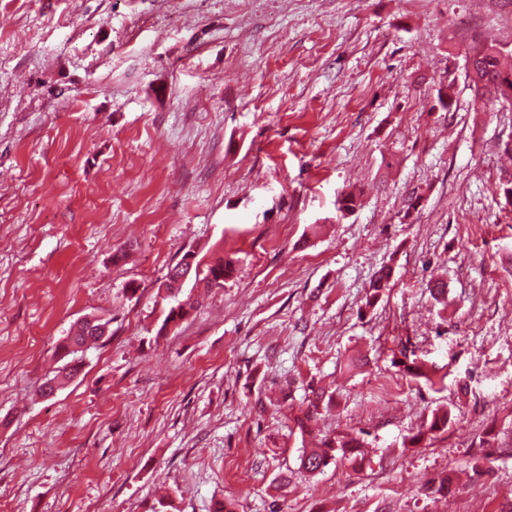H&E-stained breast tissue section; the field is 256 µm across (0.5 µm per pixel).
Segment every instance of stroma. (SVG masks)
<instances>
[{
	"label": "stroma",
	"mask_w": 512,
	"mask_h": 512,
	"mask_svg": "<svg viewBox=\"0 0 512 512\" xmlns=\"http://www.w3.org/2000/svg\"><path fill=\"white\" fill-rule=\"evenodd\" d=\"M484 45L512 55V0H0V512H512V111L474 109ZM188 252L234 272L187 279L163 332ZM88 315L111 336L41 397ZM333 433L362 464L302 470ZM452 421V415L450 411L435 410L432 412L430 421L423 425L418 432L412 436L411 441L419 443L429 434L434 435L436 432L447 429L448 425Z\"/></svg>",
	"instance_id": "obj_1"
}]
</instances>
